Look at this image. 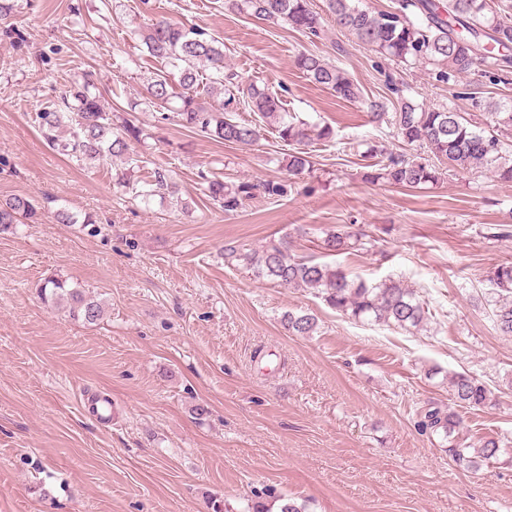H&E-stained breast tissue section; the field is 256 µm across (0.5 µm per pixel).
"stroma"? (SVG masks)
Returning <instances> with one entry per match:
<instances>
[{"instance_id":"1","label":"stroma","mask_w":512,"mask_h":512,"mask_svg":"<svg viewBox=\"0 0 512 512\" xmlns=\"http://www.w3.org/2000/svg\"><path fill=\"white\" fill-rule=\"evenodd\" d=\"M162 17L217 37L243 83L266 82L289 112L335 130V144L307 145L313 166L287 197L227 213L200 184L212 172L286 177L291 148L275 134L245 148L135 105L161 67L140 34ZM0 26L12 32L0 40V201L37 208L0 230V512H213L216 502L248 512L260 499L270 512L290 500L307 512H512V458L466 471L442 436L417 428L421 412L448 405L449 375L465 371L496 396L461 409L468 442H512V337L490 319L485 280L512 262V236L496 234L512 225V183L488 172L417 189L361 178V150L395 144L366 106L387 97L386 76L419 105L466 113L468 100L430 67L390 61L334 23L316 39L224 0H15ZM302 52L344 68L362 100L311 82L294 64ZM86 78L115 121L143 128L136 167L79 161L45 141L38 113ZM157 170L178 195L143 203L129 187ZM61 211L76 223H59ZM341 224L367 246L333 263L417 289L425 331L349 320L313 290L224 259L225 245L284 237L317 256ZM52 278L96 295L103 320L45 301ZM288 311L315 315V332L289 334ZM86 388L111 398V428L84 415Z\"/></svg>"}]
</instances>
